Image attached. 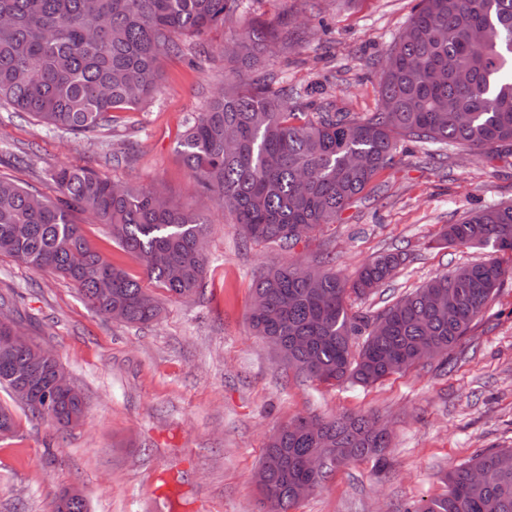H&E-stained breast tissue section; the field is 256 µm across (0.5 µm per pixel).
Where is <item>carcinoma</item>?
I'll return each instance as SVG.
<instances>
[{
	"label": "carcinoma",
	"instance_id": "1",
	"mask_svg": "<svg viewBox=\"0 0 512 512\" xmlns=\"http://www.w3.org/2000/svg\"><path fill=\"white\" fill-rule=\"evenodd\" d=\"M241 0H0V106L25 112L49 131L87 135L113 113L151 100L162 58L177 37L203 36L234 16ZM224 56V85L186 121L179 154L199 194L224 208L250 241L291 250L303 234L334 224L394 159L399 142L512 149V0H419L393 41L379 76L380 107L367 118L322 108L288 110L263 74L268 53L286 52L288 32L263 23L241 30ZM55 199L0 181V254L73 282L97 315L128 324L159 315L157 299L88 243L71 219L78 210L110 226L112 239L143 263L148 279L176 298L202 294L207 257L198 216L154 188L117 184L84 166L50 174ZM439 248L469 246L512 255V204L484 208L442 230ZM407 254L385 252L353 280L321 265L298 272L275 264L256 281L263 299L250 311L255 335L271 338L288 369L328 385H375L429 358L446 372L449 355L512 278L498 258L436 275L375 315L352 312L350 295L385 285ZM363 339L353 352V343ZM61 364L19 342L0 345V387L39 379V396L20 401L60 429L85 416L86 400L61 401L51 380ZM266 445L264 512H293L303 483L321 487L333 468L370 460L388 465L390 436L369 414L311 418ZM321 469H306L309 457ZM512 448H486L443 475L444 494L405 512H512Z\"/></svg>",
	"mask_w": 512,
	"mask_h": 512
}]
</instances>
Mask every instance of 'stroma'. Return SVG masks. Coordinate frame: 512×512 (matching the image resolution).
I'll list each match as a JSON object with an SVG mask.
<instances>
[{
  "mask_svg": "<svg viewBox=\"0 0 512 512\" xmlns=\"http://www.w3.org/2000/svg\"><path fill=\"white\" fill-rule=\"evenodd\" d=\"M418 0H242L237 15L207 36L209 60H164L147 105L116 113L92 139L41 128L0 109V178L52 197L46 169L79 163L112 180L156 185L196 210L209 257L205 289L181 301L161 288L157 320L131 325L94 314L68 280L0 255V293L14 296L27 336L52 349L84 393L87 413L57 429L14 408L16 428L0 439V512H51L65 488L79 487L88 512H260L253 478L268 438L302 416L373 414L389 427V467L355 461L336 468L294 512H401L442 494L443 474L483 448L512 447V280L495 294L453 352V371L413 367L371 387H328L286 370L252 332V288L272 263H313L329 254L344 278L382 252L404 250L406 265L385 293L350 298L377 312L428 278L490 258L487 249L431 247L441 229L471 212L512 202V154L445 147L438 163L406 143L336 223L291 251L244 240L232 217L201 199L178 156L184 122L224 83L222 48L255 21L286 23L296 39L267 65L305 98L366 117L378 106L388 46ZM90 244L137 279L138 259L107 225L73 214Z\"/></svg>",
  "mask_w": 512,
  "mask_h": 512,
  "instance_id": "stroma-1",
  "label": "stroma"
}]
</instances>
